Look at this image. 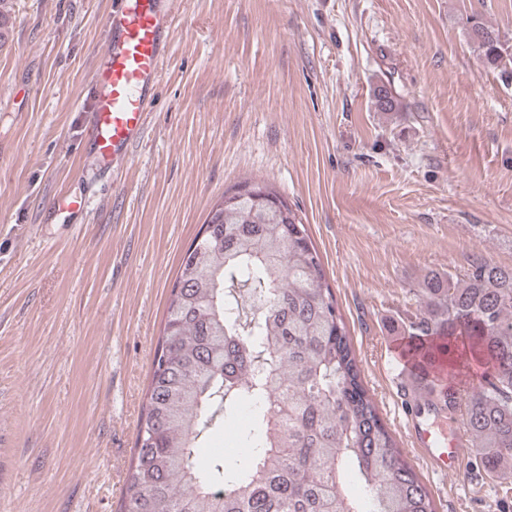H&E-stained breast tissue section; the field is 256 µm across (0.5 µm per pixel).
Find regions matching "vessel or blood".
<instances>
[{
    "label": "vessel or blood",
    "instance_id": "vessel-or-blood-1",
    "mask_svg": "<svg viewBox=\"0 0 512 512\" xmlns=\"http://www.w3.org/2000/svg\"><path fill=\"white\" fill-rule=\"evenodd\" d=\"M173 0H114L107 39L91 76L89 149L101 169L119 165L144 132L172 25ZM422 417H411V442L439 476L460 473L469 446L456 420L434 412L432 387H419Z\"/></svg>",
    "mask_w": 512,
    "mask_h": 512
}]
</instances>
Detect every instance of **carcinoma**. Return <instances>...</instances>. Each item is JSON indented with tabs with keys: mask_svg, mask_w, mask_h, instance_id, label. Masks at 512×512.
Listing matches in <instances>:
<instances>
[{
	"mask_svg": "<svg viewBox=\"0 0 512 512\" xmlns=\"http://www.w3.org/2000/svg\"><path fill=\"white\" fill-rule=\"evenodd\" d=\"M477 48L508 72L512 47L474 17ZM410 328L418 368L487 364L446 391L484 475L512 480V266L435 273ZM120 512H436L382 421L297 210L270 183L224 191L183 255L152 361ZM251 407L232 465L200 442Z\"/></svg>",
	"mask_w": 512,
	"mask_h": 512,
	"instance_id": "carcinoma-1",
	"label": "carcinoma"
}]
</instances>
